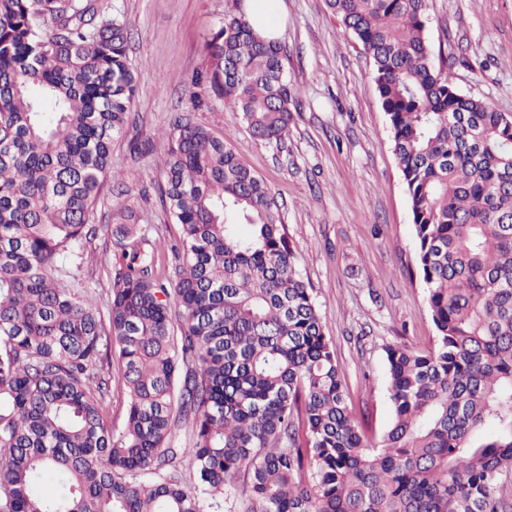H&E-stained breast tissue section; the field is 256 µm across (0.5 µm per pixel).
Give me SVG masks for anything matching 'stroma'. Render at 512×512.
<instances>
[{
	"mask_svg": "<svg viewBox=\"0 0 512 512\" xmlns=\"http://www.w3.org/2000/svg\"><path fill=\"white\" fill-rule=\"evenodd\" d=\"M97 4L104 16L126 23L136 93L129 124L112 143L114 176L104 185L96 223L137 224L151 239L180 234L162 200L160 157L174 118L191 113L276 196L349 400L369 409L371 428L382 431L391 421L388 347L430 346L435 328L415 272L411 212L387 115L358 40L343 33L324 0H282L277 39L303 106L284 141L267 144L220 102L207 100L193 112L186 105L192 75L207 65L204 43L235 0ZM427 39L435 64L449 67L461 94L512 117V0H429ZM114 250L103 230L88 243L79 272L102 310Z\"/></svg>",
	"mask_w": 512,
	"mask_h": 512,
	"instance_id": "stroma-1",
	"label": "stroma"
}]
</instances>
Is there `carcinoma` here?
I'll use <instances>...</instances> for the list:
<instances>
[{
    "label": "carcinoma",
    "mask_w": 512,
    "mask_h": 512,
    "mask_svg": "<svg viewBox=\"0 0 512 512\" xmlns=\"http://www.w3.org/2000/svg\"><path fill=\"white\" fill-rule=\"evenodd\" d=\"M325 4L372 62L436 330L387 349L388 427L352 414L275 196L185 115L163 160L171 287L137 224L106 225L107 318L64 283L132 108L128 34L95 0H0V512H512V119L435 67L428 0ZM204 49L190 108L203 89L284 140L281 44L238 11ZM128 398L125 392L120 389L115 382H112V402L110 405V418L112 420V427L116 433L121 431L126 416Z\"/></svg>",
    "instance_id": "cac0c4a2"
}]
</instances>
